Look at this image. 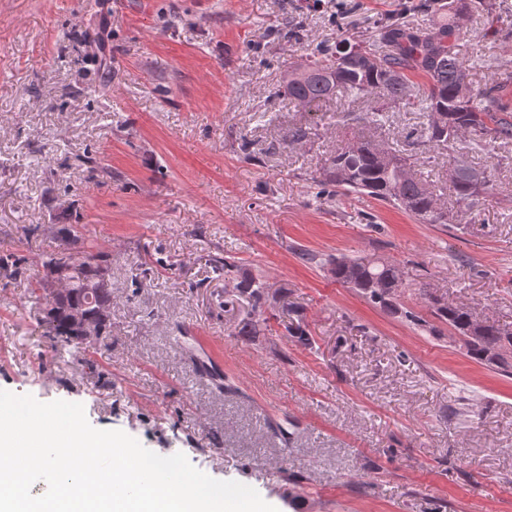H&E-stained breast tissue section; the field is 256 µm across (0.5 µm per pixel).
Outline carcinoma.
Instances as JSON below:
<instances>
[{"label": "carcinoma", "mask_w": 512, "mask_h": 512, "mask_svg": "<svg viewBox=\"0 0 512 512\" xmlns=\"http://www.w3.org/2000/svg\"><path fill=\"white\" fill-rule=\"evenodd\" d=\"M489 0H448V18L431 20L413 28L399 19L381 28L378 43L360 45L343 39L323 44L307 55L306 72H288L285 94L292 103L311 108L343 92L354 103L370 109L354 121L380 128L386 114L416 109L422 112L420 139L429 147L453 153L462 136L478 147L512 141V110L500 102L496 86L476 89L470 81V67L462 56L465 37L461 21L486 16ZM420 72L423 88L413 89L409 75ZM380 145L359 133L336 147L329 157L318 186H329L342 195L369 196L400 209L420 224L448 223V208L426 181L413 173L410 163L394 147H387V159L379 157ZM455 202L475 210L492 194L491 175L480 173L463 162L448 158V184ZM224 279L233 291L256 308L269 300L265 283L254 277L236 278L235 262L218 260ZM46 277L31 288L36 300L44 301V332L48 348L60 354L81 342L75 335L73 314L80 313L94 324L98 341L111 335L112 288L99 287L109 272L108 255L83 248L75 256L50 254L43 262ZM329 272L337 283L352 288L374 304L418 320L413 312L399 307L404 281L399 266L378 256L338 258ZM431 315L459 338L465 354L492 369L512 375V329L493 322L477 321L467 303L450 305L423 292ZM259 320L249 317L236 327L234 335L250 341L260 335Z\"/></svg>", "instance_id": "obj_1"}]
</instances>
